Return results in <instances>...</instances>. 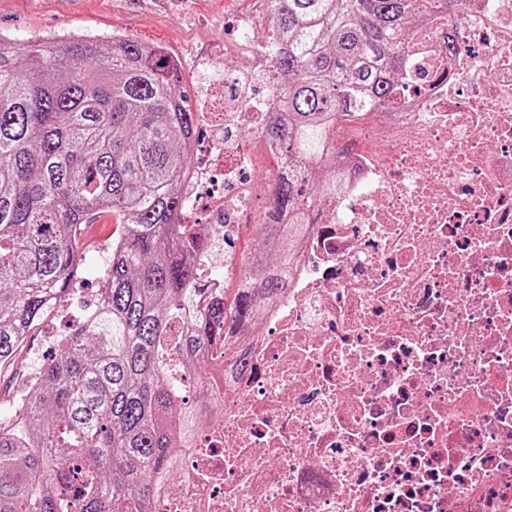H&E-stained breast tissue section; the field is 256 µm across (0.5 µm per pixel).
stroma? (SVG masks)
I'll list each match as a JSON object with an SVG mask.
<instances>
[{
	"label": "stroma",
	"mask_w": 512,
	"mask_h": 512,
	"mask_svg": "<svg viewBox=\"0 0 512 512\" xmlns=\"http://www.w3.org/2000/svg\"><path fill=\"white\" fill-rule=\"evenodd\" d=\"M260 7V0H0V39L21 49L35 41L82 34L104 47L112 37L122 36L159 47L182 61V85L193 111L199 112L204 98L220 103L224 91L210 88L195 71V63L203 60L237 66L249 42L238 20ZM119 231L116 223L96 233L89 225L78 226L76 237L85 247L88 261L72 294L62 298L33 329L21 348L17 366L0 373V405L25 390L30 368L54 355V337L66 335L77 321V301L92 299L103 287L99 259ZM257 231L254 224L238 225L233 240L223 244L218 259L226 290H234Z\"/></svg>",
	"instance_id": "obj_1"
}]
</instances>
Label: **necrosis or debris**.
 I'll return each instance as SVG.
<instances>
[{"mask_svg":"<svg viewBox=\"0 0 512 512\" xmlns=\"http://www.w3.org/2000/svg\"><path fill=\"white\" fill-rule=\"evenodd\" d=\"M184 193L251 222L249 136L281 122L242 78ZM396 109L342 123L336 194L288 288L224 363V405L160 512H512V0L414 27Z\"/></svg>","mask_w":512,"mask_h":512,"instance_id":"1","label":"necrosis or debris"}]
</instances>
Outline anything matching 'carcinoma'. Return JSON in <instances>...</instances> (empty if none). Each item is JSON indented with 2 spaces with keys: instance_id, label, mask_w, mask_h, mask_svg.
<instances>
[{
  "instance_id": "obj_1",
  "label": "carcinoma",
  "mask_w": 512,
  "mask_h": 512,
  "mask_svg": "<svg viewBox=\"0 0 512 512\" xmlns=\"http://www.w3.org/2000/svg\"><path fill=\"white\" fill-rule=\"evenodd\" d=\"M458 0H263L265 47L285 122L261 131L289 161L262 240L232 302L201 276L208 240L173 224L185 198L195 112L165 52L114 37L0 41V369L83 262L74 228L101 212L124 227L104 259L98 303L58 341L51 363L0 417V512H156L178 457L222 405L212 360L228 326L249 335L256 313L288 288L286 269L336 182L333 128L394 104L409 24L441 26ZM180 359L206 396L196 406L169 375ZM80 485V498L61 495Z\"/></svg>"
}]
</instances>
